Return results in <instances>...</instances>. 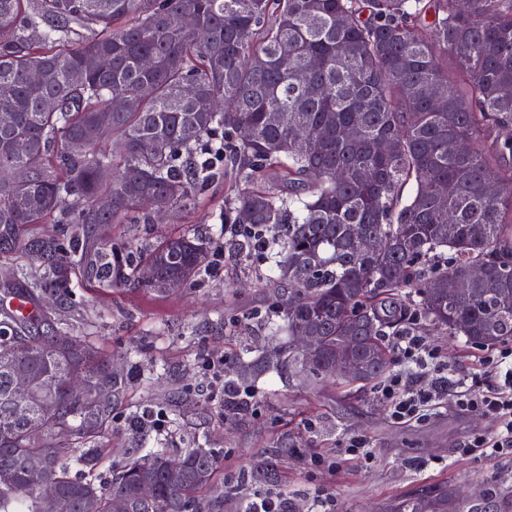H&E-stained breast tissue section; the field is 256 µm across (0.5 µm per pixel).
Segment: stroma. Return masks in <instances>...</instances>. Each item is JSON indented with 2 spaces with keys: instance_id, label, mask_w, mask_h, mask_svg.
I'll return each instance as SVG.
<instances>
[{
  "instance_id": "1",
  "label": "stroma",
  "mask_w": 512,
  "mask_h": 512,
  "mask_svg": "<svg viewBox=\"0 0 512 512\" xmlns=\"http://www.w3.org/2000/svg\"><path fill=\"white\" fill-rule=\"evenodd\" d=\"M223 207L224 185L216 182L176 214L154 216L147 224H115L105 233L151 244L187 229L215 234L213 216ZM271 276L267 265L242 262L228 248L221 275L156 300L73 269L63 301L44 303V311L95 337L129 378L102 433L101 475H109L113 461L134 444L182 448L195 438L224 451V512H243L248 502L267 495L286 498L292 512H311L320 493L332 498L334 512H379L385 502L418 486L443 483L465 498L484 486L512 495V459L463 447L471 436L494 433L496 419L443 407L421 421L396 425L375 384L353 394L331 381L310 382L290 368L259 380L246 416H225L222 402L206 395L215 383L206 362L221 355L234 366L240 354L267 346L270 338L262 329L237 335L229 320L265 312ZM431 341L449 374L480 387L495 384L484 364L488 349L448 335ZM142 410L161 421L162 430L133 428L129 417ZM351 435L367 440L369 459H345ZM263 462L274 464V479L244 482Z\"/></svg>"
}]
</instances>
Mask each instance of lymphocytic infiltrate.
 <instances>
[{
	"mask_svg": "<svg viewBox=\"0 0 512 512\" xmlns=\"http://www.w3.org/2000/svg\"><path fill=\"white\" fill-rule=\"evenodd\" d=\"M396 350L401 368L389 375L380 391L390 417L407 423L448 404L463 411H478L499 418L497 431L480 435L467 445L489 455L512 457V350L489 355L494 370L503 374L501 382L485 390L464 378H449L439 361L438 351L426 338L416 334L397 337Z\"/></svg>",
	"mask_w": 512,
	"mask_h": 512,
	"instance_id": "lymphocytic-infiltrate-1",
	"label": "lymphocytic infiltrate"
}]
</instances>
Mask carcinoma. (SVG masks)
I'll use <instances>...</instances> for the list:
<instances>
[{
  "instance_id": "carcinoma-1",
  "label": "carcinoma",
  "mask_w": 512,
  "mask_h": 512,
  "mask_svg": "<svg viewBox=\"0 0 512 512\" xmlns=\"http://www.w3.org/2000/svg\"><path fill=\"white\" fill-rule=\"evenodd\" d=\"M183 13L194 27L172 25ZM91 57L111 65L89 69ZM123 96L136 108H114ZM4 114L0 252L24 248L43 265L38 291L10 297L59 295L77 260L120 290L182 292L215 263L199 234L143 246L89 232L66 248L28 228L147 221L144 198L179 212L222 180L216 219L233 225L239 254L275 270L261 322L291 337L245 362L253 377L294 366L320 381L347 353L362 372L346 383L361 389L394 364L389 336L512 338V0H0ZM371 238L383 248L363 246ZM299 336L316 338L315 353ZM18 371L33 382L26 395ZM74 374L86 390H70ZM227 385L224 408L246 412L251 388ZM124 390L89 337L0 308V512H40L52 495L71 512H112L115 498L127 512H222L223 452L206 442L132 448L97 473L95 439ZM34 467L46 481L28 488ZM430 506L483 509L425 485L383 512Z\"/></svg>"
}]
</instances>
